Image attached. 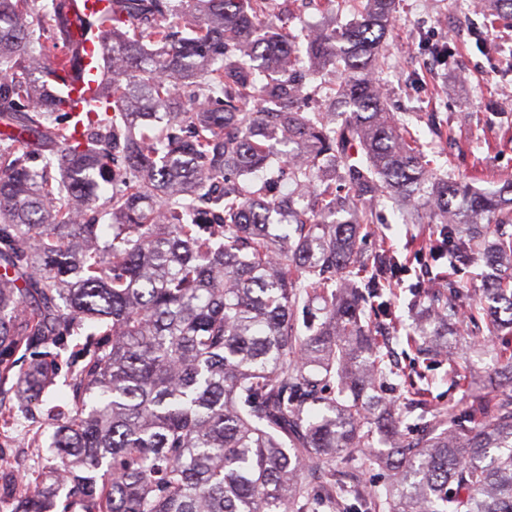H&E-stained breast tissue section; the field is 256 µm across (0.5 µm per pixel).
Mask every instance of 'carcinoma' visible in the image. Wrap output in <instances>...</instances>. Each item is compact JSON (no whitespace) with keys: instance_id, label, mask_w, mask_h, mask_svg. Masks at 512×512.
Returning a JSON list of instances; mask_svg holds the SVG:
<instances>
[{"instance_id":"carcinoma-1","label":"carcinoma","mask_w":512,"mask_h":512,"mask_svg":"<svg viewBox=\"0 0 512 512\" xmlns=\"http://www.w3.org/2000/svg\"><path fill=\"white\" fill-rule=\"evenodd\" d=\"M0 0V436L28 428L37 464L10 512H512V392L433 410L425 371L393 367L365 323L406 264L365 255L373 203L429 209L419 252L504 267L467 309L473 337L512 334V179L475 192L431 167L376 73L396 0H318L305 72L274 0ZM102 28L94 111L45 78L79 73L76 33ZM54 52L32 48L35 28ZM327 111L308 112V87ZM286 151L278 153L275 146ZM41 160L42 165L35 164ZM112 187L99 218L101 184ZM292 186L283 192V184ZM108 219L107 225L100 220ZM414 288L406 344L453 354L467 292ZM402 389L390 405L378 393ZM389 472L348 484L355 455Z\"/></svg>"}]
</instances>
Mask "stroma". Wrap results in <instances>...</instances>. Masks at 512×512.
Wrapping results in <instances>:
<instances>
[{
    "label": "stroma",
    "mask_w": 512,
    "mask_h": 512,
    "mask_svg": "<svg viewBox=\"0 0 512 512\" xmlns=\"http://www.w3.org/2000/svg\"><path fill=\"white\" fill-rule=\"evenodd\" d=\"M438 45L450 46L448 62L435 60L432 49ZM385 54L388 64L380 77L389 110L410 120L424 144L441 150L445 171L465 175L482 190L512 178V109L500 107L503 98H512V20L478 32L468 0H397ZM374 222L378 234L367 238V248L384 241L399 258L413 255L409 240L416 227L402 223L393 202L376 206ZM469 342L460 335L455 353L461 385L449 384L447 361L432 364L430 406L461 411L475 395L506 389L498 359L512 338H488L486 355L475 362L468 358Z\"/></svg>",
    "instance_id": "stroma-1"
}]
</instances>
